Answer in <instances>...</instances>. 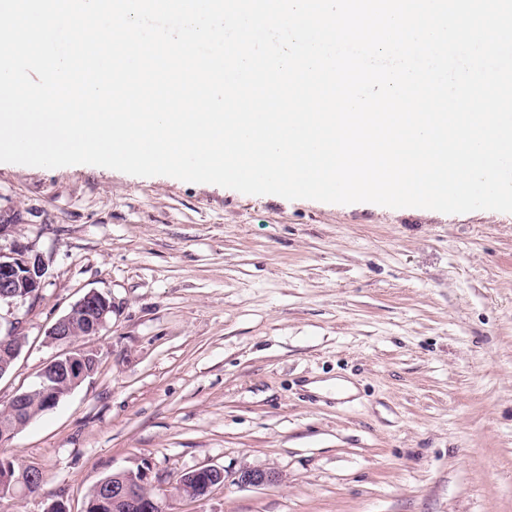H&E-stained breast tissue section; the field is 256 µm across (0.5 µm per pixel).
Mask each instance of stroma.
<instances>
[{
    "mask_svg": "<svg viewBox=\"0 0 512 512\" xmlns=\"http://www.w3.org/2000/svg\"><path fill=\"white\" fill-rule=\"evenodd\" d=\"M40 295L0 308L26 343L0 405L61 352L46 330L107 297L99 366L5 445L83 512L148 467L279 473L174 512H512V213L247 195L93 165L0 163V216ZM354 387L337 391V382Z\"/></svg>",
    "mask_w": 512,
    "mask_h": 512,
    "instance_id": "obj_1",
    "label": "stroma"
}]
</instances>
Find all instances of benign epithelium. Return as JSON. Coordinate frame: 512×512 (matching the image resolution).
Returning a JSON list of instances; mask_svg holds the SVG:
<instances>
[{
  "mask_svg": "<svg viewBox=\"0 0 512 512\" xmlns=\"http://www.w3.org/2000/svg\"><path fill=\"white\" fill-rule=\"evenodd\" d=\"M44 274L42 258L34 245L16 240L9 250L0 248V305L36 299L43 287ZM111 313L112 302L107 297L89 292L46 331L49 343L66 347L38 375L36 387L48 395L47 407H55L97 371L99 358L89 354L79 342L98 335ZM19 336L17 325L10 326L8 333L0 336V360L11 363L18 357L22 344ZM27 395L26 391L17 394L4 407L13 424H0L1 446L36 418L37 412L31 409ZM33 480L34 470L17 473L6 463L0 467V495H24ZM278 480L279 474L272 469L246 467L230 474L223 468L206 466L184 471L164 486L150 480L149 468L140 467L112 473V484L103 488L102 494L110 493L112 499L130 503L134 512H168L172 501L180 498L185 489L204 493L198 497L201 501L218 486L224 488L233 483L239 487H265Z\"/></svg>",
  "mask_w": 512,
  "mask_h": 512,
  "instance_id": "1",
  "label": "benign epithelium"
}]
</instances>
